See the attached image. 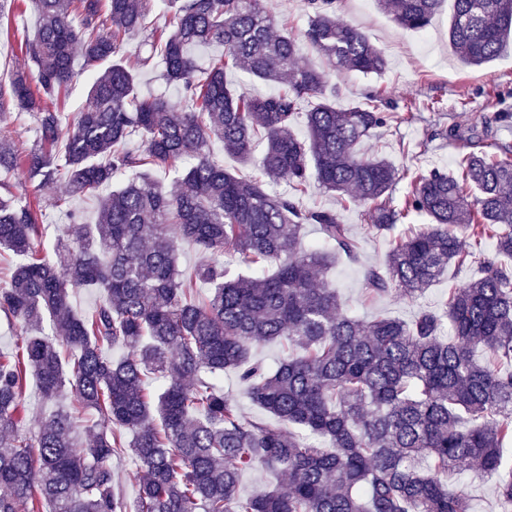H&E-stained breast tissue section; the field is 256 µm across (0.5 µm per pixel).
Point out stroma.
Returning a JSON list of instances; mask_svg holds the SVG:
<instances>
[{
  "mask_svg": "<svg viewBox=\"0 0 512 512\" xmlns=\"http://www.w3.org/2000/svg\"><path fill=\"white\" fill-rule=\"evenodd\" d=\"M275 13L288 22V32L299 38L307 26L308 0H274ZM452 5L444 0L425 33L399 27L378 6L376 0H336V18L359 28L387 58L383 73L364 75L354 71H335L329 76L326 97L337 107L345 108L364 100L370 92L381 93L396 103L412 98L425 103L417 119L399 127L376 130L369 144L381 151L398 169L429 171L454 170L456 149L448 140L434 136L436 125L452 126L458 112H465L464 125L477 131L486 129L492 140L512 144V124L489 125L494 113L487 105L485 93L498 86L512 85V50L504 52L490 64H462L448 45V24ZM37 15L27 0L25 4L8 2L0 9V72L21 67L30 68L29 59L21 51L23 39L33 37ZM300 61L326 68L325 59L301 42ZM39 192L45 203L44 221L50 235L62 234L69 222L70 210L83 213L85 221L95 219L96 200L86 196L73 199L69 205L54 206L61 188L47 184ZM301 208L321 207L335 211L338 220L351 228L358 242V259H338L327 274L335 286L342 312L361 319L396 317L413 320L420 311L440 307L451 287L465 283L478 274L477 264L453 265L447 274L428 288L423 296L409 300L398 293L367 300L364 271L367 267H384L390 250V239L368 233L359 207L342 204L334 195L317 185H310L299 196ZM450 484L461 488L469 500L470 512H512V505L499 499L492 482L471 469L448 476Z\"/></svg>",
  "mask_w": 512,
  "mask_h": 512,
  "instance_id": "obj_1",
  "label": "stroma"
}]
</instances>
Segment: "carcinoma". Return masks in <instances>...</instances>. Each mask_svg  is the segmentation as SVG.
<instances>
[{
    "instance_id": "1",
    "label": "carcinoma",
    "mask_w": 512,
    "mask_h": 512,
    "mask_svg": "<svg viewBox=\"0 0 512 512\" xmlns=\"http://www.w3.org/2000/svg\"><path fill=\"white\" fill-rule=\"evenodd\" d=\"M174 15L149 24L150 0H30L39 17L25 54L38 71L0 75L4 99L35 112L39 138L26 152L32 182H62L88 195L122 172L135 178L98 199L97 222L72 214L73 233L46 244L38 197L23 199L0 180V249L22 258L0 289V312L19 328L24 351L0 352V512H127L113 483L112 458L137 466L135 512H469L448 473L477 464L512 503V146L464 134L456 171L407 173L365 149L374 130L420 109L377 92L338 109L324 98L328 75L297 63L296 40L270 0H171ZM444 0H378L401 27L426 28ZM448 44L465 65L481 66L512 44V0H452ZM335 0H309L304 39L336 69L378 74L386 58L355 26L336 20ZM147 51L127 54L125 37ZM219 43L207 68L191 45ZM108 66L90 85L89 105L62 122L58 97L74 77V51ZM181 89L176 112L136 84L154 62ZM230 69L283 89L264 97L232 91ZM492 121L512 120V88L494 91ZM304 119L307 136L293 132ZM138 135L146 148H129ZM217 139L248 161L265 142V180L224 170L210 155ZM18 166L15 144L0 139V171ZM157 168L182 170L180 188L152 183ZM361 207L367 228L389 234L412 215L428 224L394 240L384 269L368 268L369 298L398 290L413 299L451 264L473 259L480 273L448 289L437 310L409 323L344 314L336 288L317 280L357 242L336 213L299 208L309 181ZM292 194L275 196L267 182ZM319 244L304 250L302 228ZM496 239L493 257L468 242ZM206 261L190 277L178 269V242ZM259 277H231L225 252ZM210 285L202 296L198 284ZM74 288H98L92 312L73 311ZM278 341L273 367L252 358ZM116 346L126 349L117 360ZM483 350L488 361L474 353ZM233 371L250 401L274 417L248 418L216 381ZM55 409L27 429L29 380ZM273 469L281 487L239 494L242 473Z\"/></svg>"
}]
</instances>
